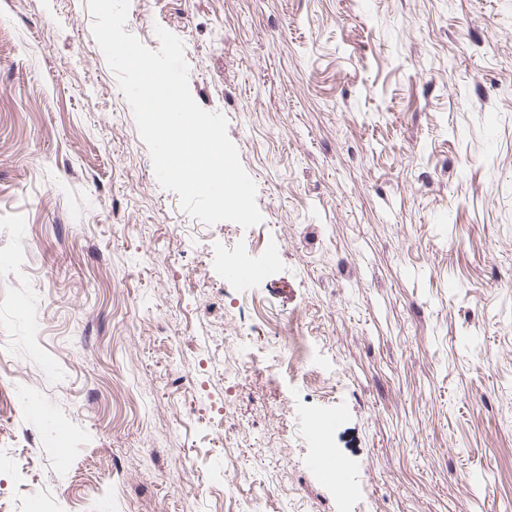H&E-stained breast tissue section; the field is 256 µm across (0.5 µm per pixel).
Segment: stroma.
I'll return each mask as SVG.
<instances>
[{
  "label": "stroma",
  "instance_id": "35a3bbf8",
  "mask_svg": "<svg viewBox=\"0 0 512 512\" xmlns=\"http://www.w3.org/2000/svg\"><path fill=\"white\" fill-rule=\"evenodd\" d=\"M92 24L0 0V512H512V0H130L248 229L159 185Z\"/></svg>",
  "mask_w": 512,
  "mask_h": 512
}]
</instances>
